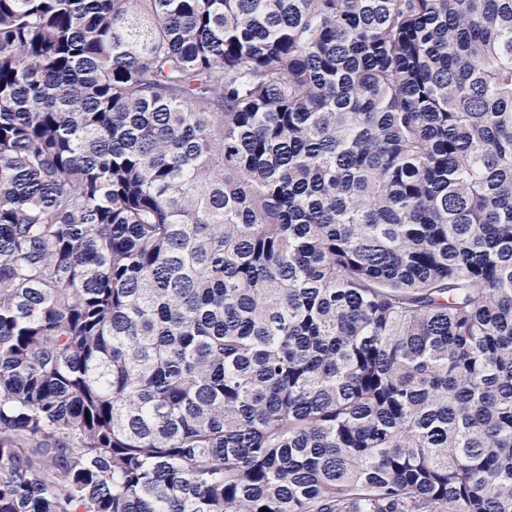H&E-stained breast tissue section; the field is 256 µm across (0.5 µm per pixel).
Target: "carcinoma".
I'll list each match as a JSON object with an SVG mask.
<instances>
[{"label":"carcinoma","mask_w":512,"mask_h":512,"mask_svg":"<svg viewBox=\"0 0 512 512\" xmlns=\"http://www.w3.org/2000/svg\"><path fill=\"white\" fill-rule=\"evenodd\" d=\"M512 512V0H0V512Z\"/></svg>","instance_id":"cac0c4a2"}]
</instances>
